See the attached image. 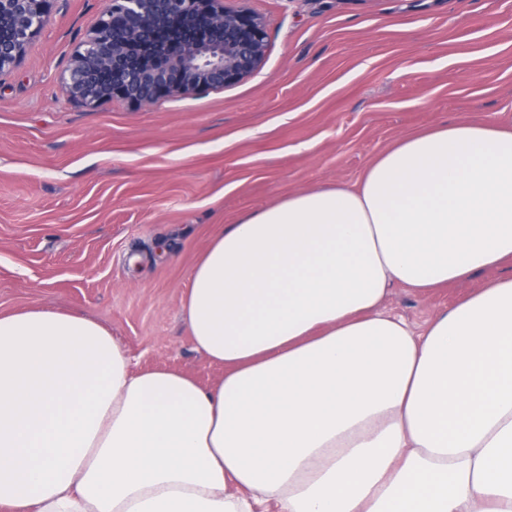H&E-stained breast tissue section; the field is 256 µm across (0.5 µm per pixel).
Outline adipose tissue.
Wrapping results in <instances>:
<instances>
[{"label": "adipose tissue", "mask_w": 512, "mask_h": 512, "mask_svg": "<svg viewBox=\"0 0 512 512\" xmlns=\"http://www.w3.org/2000/svg\"><path fill=\"white\" fill-rule=\"evenodd\" d=\"M488 270L423 325L385 309ZM181 316L209 385L90 318L0 314V512H512V119L223 226Z\"/></svg>", "instance_id": "obj_1"}]
</instances>
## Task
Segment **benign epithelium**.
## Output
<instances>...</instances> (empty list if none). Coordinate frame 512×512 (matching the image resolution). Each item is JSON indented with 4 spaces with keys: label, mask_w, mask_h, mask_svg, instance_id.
Here are the masks:
<instances>
[{
    "label": "benign epithelium",
    "mask_w": 512,
    "mask_h": 512,
    "mask_svg": "<svg viewBox=\"0 0 512 512\" xmlns=\"http://www.w3.org/2000/svg\"><path fill=\"white\" fill-rule=\"evenodd\" d=\"M50 0H0V73L17 67L47 20ZM171 19L183 34L170 49L155 44ZM267 20L224 0H109L97 24L74 49L63 88L89 108L121 98L136 107L161 96L222 90L262 65Z\"/></svg>",
    "instance_id": "1"
}]
</instances>
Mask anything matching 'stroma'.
Listing matches in <instances>:
<instances>
[{"label": "stroma", "instance_id": "1", "mask_svg": "<svg viewBox=\"0 0 512 512\" xmlns=\"http://www.w3.org/2000/svg\"><path fill=\"white\" fill-rule=\"evenodd\" d=\"M267 23L260 69L223 90L87 109L61 75L108 0H53L0 73V312L51 307L110 330L136 368L207 385L181 320L222 225L281 196L351 184L398 139L512 116V0H228ZM484 275L388 309L422 324Z\"/></svg>", "mask_w": 512, "mask_h": 512}]
</instances>
